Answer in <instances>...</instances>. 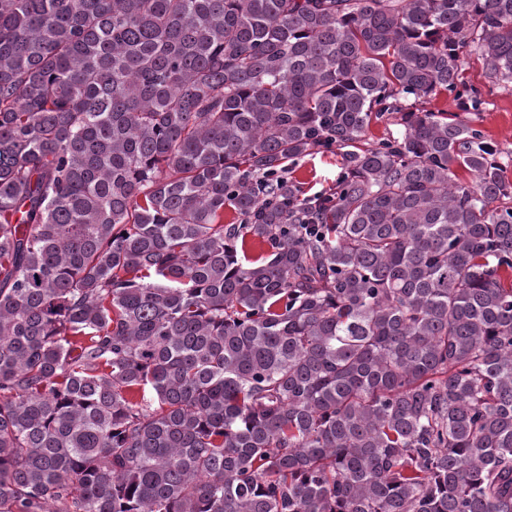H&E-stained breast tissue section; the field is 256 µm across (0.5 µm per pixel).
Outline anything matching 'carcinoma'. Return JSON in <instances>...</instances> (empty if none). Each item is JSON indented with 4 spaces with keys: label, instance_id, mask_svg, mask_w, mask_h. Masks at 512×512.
<instances>
[{
    "label": "carcinoma",
    "instance_id": "carcinoma-1",
    "mask_svg": "<svg viewBox=\"0 0 512 512\" xmlns=\"http://www.w3.org/2000/svg\"><path fill=\"white\" fill-rule=\"evenodd\" d=\"M472 54L512 0H0V512H512ZM342 168V155L334 149L306 157L297 165L293 176L305 184L308 194H312L335 184Z\"/></svg>",
    "mask_w": 512,
    "mask_h": 512
}]
</instances>
